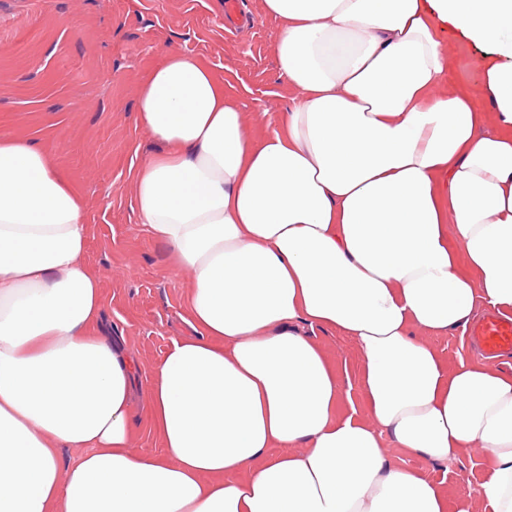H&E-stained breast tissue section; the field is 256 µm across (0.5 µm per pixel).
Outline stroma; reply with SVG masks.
Returning <instances> with one entry per match:
<instances>
[{"label":"stroma","mask_w":512,"mask_h":512,"mask_svg":"<svg viewBox=\"0 0 512 512\" xmlns=\"http://www.w3.org/2000/svg\"><path fill=\"white\" fill-rule=\"evenodd\" d=\"M0 0V134L55 142L58 168L79 194L88 224L85 260L98 275L106 320L136 362L139 385L174 339L193 335L182 302L187 273L168 248L143 232L131 189L134 170L161 145L137 120V95L164 48L204 62L223 81L253 142L277 132L295 92L281 77L276 45L282 23L263 0ZM451 84L473 85L490 48L450 25L438 27ZM342 380L357 389L354 345L317 332ZM483 449L455 462L405 456L409 467L447 481L466 501Z\"/></svg>","instance_id":"obj_1"}]
</instances>
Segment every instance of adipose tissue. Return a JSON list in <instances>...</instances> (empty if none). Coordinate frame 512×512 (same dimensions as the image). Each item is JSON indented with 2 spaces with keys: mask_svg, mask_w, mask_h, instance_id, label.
I'll use <instances>...</instances> for the list:
<instances>
[{
  "mask_svg": "<svg viewBox=\"0 0 512 512\" xmlns=\"http://www.w3.org/2000/svg\"><path fill=\"white\" fill-rule=\"evenodd\" d=\"M296 92L253 144L176 48L141 84L163 145L137 169L145 232L191 279L196 334L144 389L103 322L82 201L52 149L0 135V512H471L393 457L482 448L484 512H512V372L430 339L512 315V0H265ZM499 50L439 95L437 23ZM492 130H484L485 122ZM359 352L363 411L318 344ZM142 392L164 453L131 448ZM81 449L67 470L58 448ZM464 329H458L447 336H438L431 339L433 345L446 357L451 364L460 361L475 362L482 360L480 356L472 352L464 340Z\"/></svg>",
  "mask_w": 512,
  "mask_h": 512,
  "instance_id": "ef3b65f1",
  "label": "adipose tissue"
}]
</instances>
